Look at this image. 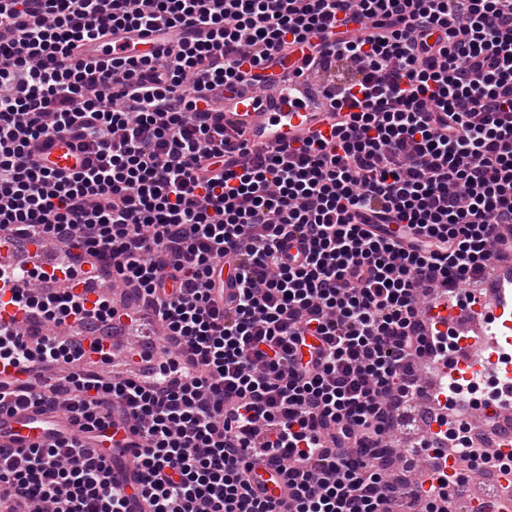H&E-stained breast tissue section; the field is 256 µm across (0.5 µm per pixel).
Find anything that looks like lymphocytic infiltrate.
Segmentation results:
<instances>
[{"instance_id": "f902f5d3", "label": "lymphocytic infiltrate", "mask_w": 512, "mask_h": 512, "mask_svg": "<svg viewBox=\"0 0 512 512\" xmlns=\"http://www.w3.org/2000/svg\"><path fill=\"white\" fill-rule=\"evenodd\" d=\"M160 26L177 34L163 49L76 55ZM314 72L332 140H225V89ZM61 137L94 161L36 164ZM510 228L512 0H0V229L78 249L127 293L87 311L44 273L26 304L107 329L148 316L165 349L106 377L86 359L102 339L0 335V359L68 367L46 394L1 381L0 410L63 406L80 428L21 459L0 447V512H390L425 493L451 512L445 482L388 475L382 442L419 364L448 358L421 293L512 250ZM128 424L130 495L89 448ZM258 465L283 500L254 485Z\"/></svg>"}]
</instances>
